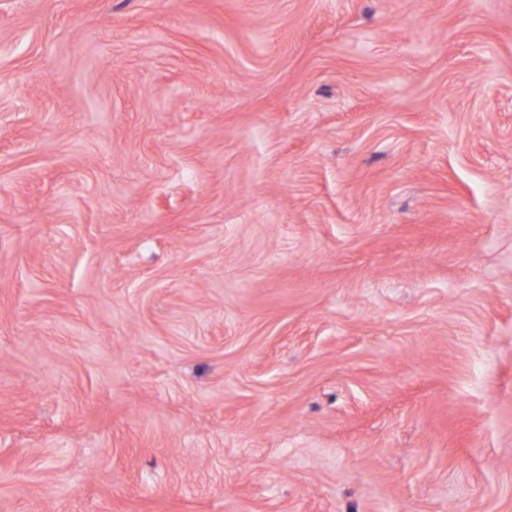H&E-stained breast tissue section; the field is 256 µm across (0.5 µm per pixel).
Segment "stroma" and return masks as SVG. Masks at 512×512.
<instances>
[{
	"label": "stroma",
	"mask_w": 512,
	"mask_h": 512,
	"mask_svg": "<svg viewBox=\"0 0 512 512\" xmlns=\"http://www.w3.org/2000/svg\"><path fill=\"white\" fill-rule=\"evenodd\" d=\"M0 512H512V0H0Z\"/></svg>",
	"instance_id": "35a3bbf8"
}]
</instances>
